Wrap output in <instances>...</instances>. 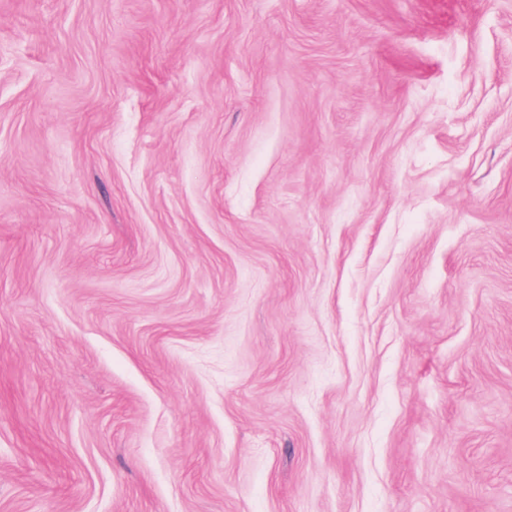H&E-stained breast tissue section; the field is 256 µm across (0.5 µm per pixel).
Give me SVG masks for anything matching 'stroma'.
Here are the masks:
<instances>
[{"label":"stroma","mask_w":512,"mask_h":512,"mask_svg":"<svg viewBox=\"0 0 512 512\" xmlns=\"http://www.w3.org/2000/svg\"><path fill=\"white\" fill-rule=\"evenodd\" d=\"M0 512H512V0H0Z\"/></svg>","instance_id":"35a3bbf8"}]
</instances>
